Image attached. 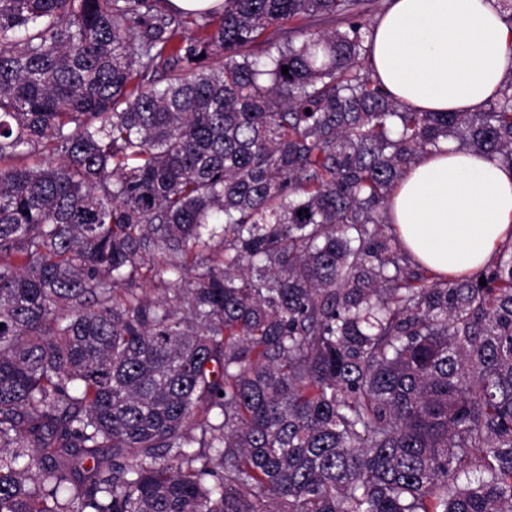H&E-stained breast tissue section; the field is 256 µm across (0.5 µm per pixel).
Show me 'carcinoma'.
<instances>
[{
  "instance_id": "obj_1",
  "label": "carcinoma",
  "mask_w": 512,
  "mask_h": 512,
  "mask_svg": "<svg viewBox=\"0 0 512 512\" xmlns=\"http://www.w3.org/2000/svg\"><path fill=\"white\" fill-rule=\"evenodd\" d=\"M387 2L0 0V512H512V245L435 275L388 213L512 167V69L407 107ZM129 286L130 288H138L139 292H146L154 299L163 297L165 288H170L167 281L159 280V277H154V274L146 269L140 270Z\"/></svg>"
}]
</instances>
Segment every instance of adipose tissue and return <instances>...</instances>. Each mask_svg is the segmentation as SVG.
<instances>
[{
  "label": "adipose tissue",
  "instance_id": "1",
  "mask_svg": "<svg viewBox=\"0 0 512 512\" xmlns=\"http://www.w3.org/2000/svg\"><path fill=\"white\" fill-rule=\"evenodd\" d=\"M372 74L422 112H477L512 68V28L491 0H389ZM390 217L403 248L442 276L471 275L512 242V169L447 143L406 172Z\"/></svg>",
  "mask_w": 512,
  "mask_h": 512
}]
</instances>
